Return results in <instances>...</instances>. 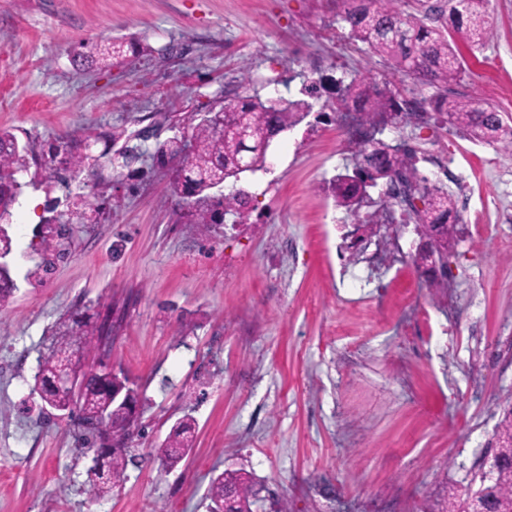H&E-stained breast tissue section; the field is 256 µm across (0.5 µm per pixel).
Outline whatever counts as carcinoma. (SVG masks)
Returning a JSON list of instances; mask_svg holds the SVG:
<instances>
[{"instance_id": "obj_1", "label": "carcinoma", "mask_w": 512, "mask_h": 512, "mask_svg": "<svg viewBox=\"0 0 512 512\" xmlns=\"http://www.w3.org/2000/svg\"><path fill=\"white\" fill-rule=\"evenodd\" d=\"M339 21L349 27V38L368 45L396 71L413 76L425 85L438 88L431 101L434 111L448 116L451 129L466 131L471 139L499 147L512 153V124L498 117V110L476 97H448V82L460 72L459 44L479 49L492 35L487 11L489 0H461V7L448 11V19L438 25L427 23L429 9L425 0H417L418 8L409 12L401 8V0H340ZM124 44L80 42L73 58L89 68L106 69L119 63ZM336 98L330 105L334 112H355L358 120L369 125L370 136L353 145L355 164L352 172L335 176L328 190L336 206L344 208L355 221L361 220L359 208L367 190L389 180L391 174L406 170L421 185L427 205L412 212L415 227L428 249L414 256L417 268L426 267L435 251L448 246L456 233L459 214L453 194L441 185L430 184L420 174L415 159L378 138L386 126L392 125L403 111L397 94L387 82L354 77L349 83L335 82ZM313 112L307 100H288L282 105L266 104L257 96H237L224 101L218 110H210L200 118L188 119L182 131L156 148L162 158L176 161L169 183L170 195L182 202L181 218L205 229L230 215L236 224L250 222L254 210L251 200L241 190L215 194L216 182L238 178L242 173L238 162L246 155L251 171L267 169V149L271 140L303 122ZM91 136L84 135L79 144L60 140L48 145L46 156L49 177L61 169L78 174L99 166L100 157L87 153ZM27 170V147L8 130H0V218L10 214L22 192L17 175ZM72 205L78 209V222L94 220L102 202L95 193L77 194ZM43 261L29 272L34 277L47 267L48 256L59 255L54 240L42 237ZM17 285L7 268H0V304L7 301ZM95 328L83 319L72 320L52 334L46 351L38 357L32 391L47 405L61 408L77 418L86 434L85 449L94 453L88 470L85 493L92 500L103 498L126 479L134 455L128 446L112 445L116 436H130L137 425V400L112 402V373L92 369L83 375L77 391L58 390L51 385L60 361L75 350L91 346ZM193 420H179L158 449V457L167 468H174L187 456L192 443ZM474 494L491 506L504 501L512 503V465L505 464L489 478L479 477ZM233 496L234 512H252L254 491L250 474L226 469L211 480L208 496L211 512H224V500Z\"/></svg>"}]
</instances>
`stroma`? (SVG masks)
I'll return each mask as SVG.
<instances>
[{
	"label": "stroma",
	"instance_id": "35a3bbf8",
	"mask_svg": "<svg viewBox=\"0 0 512 512\" xmlns=\"http://www.w3.org/2000/svg\"><path fill=\"white\" fill-rule=\"evenodd\" d=\"M336 0H0V129L31 138H144L122 171L70 188L29 165L9 218L18 289L0 307V512H208L213 476L244 469L253 512H441L448 494L476 489L512 396V245L497 222L512 209V155L457 134L451 147L470 185L445 260L447 288H429L410 256L372 273L340 272L336 246L351 223L325 182L353 166L335 128L312 122L280 135L268 170L240 185L276 224L177 222L170 166L156 155L172 127L224 98L301 99L302 57L326 66L314 102L335 80H388L401 98L436 87L394 72L367 45L336 46L301 32L336 27ZM482 51L464 52L451 95L474 96L512 123V0H490ZM147 46L108 70L73 63L82 40ZM89 186L109 202L92 224H70L62 257H42L48 202ZM114 325L109 354L83 353L139 393L130 444L144 455L111 497L85 493L91 454L69 420L31 390L51 326L72 315ZM196 423L186 460L152 455L183 415Z\"/></svg>",
	"mask_w": 512,
	"mask_h": 512
}]
</instances>
